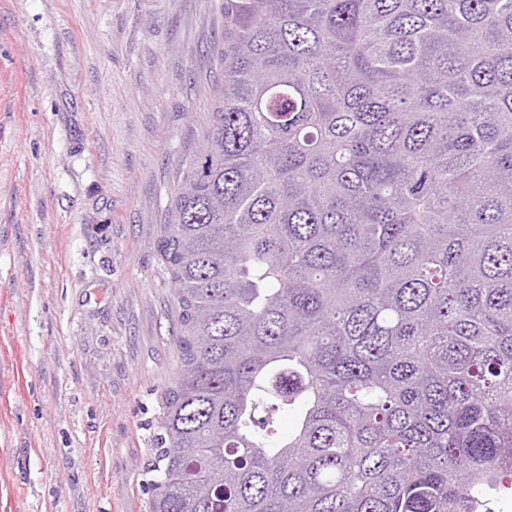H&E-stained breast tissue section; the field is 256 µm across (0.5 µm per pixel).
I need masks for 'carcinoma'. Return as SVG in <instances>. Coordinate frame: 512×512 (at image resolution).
Masks as SVG:
<instances>
[{"instance_id":"cac0c4a2","label":"carcinoma","mask_w":512,"mask_h":512,"mask_svg":"<svg viewBox=\"0 0 512 512\" xmlns=\"http://www.w3.org/2000/svg\"><path fill=\"white\" fill-rule=\"evenodd\" d=\"M216 57L145 512H476L512 473V0H224Z\"/></svg>"}]
</instances>
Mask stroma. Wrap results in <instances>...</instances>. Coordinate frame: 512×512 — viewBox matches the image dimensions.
<instances>
[{"label": "stroma", "mask_w": 512, "mask_h": 512, "mask_svg": "<svg viewBox=\"0 0 512 512\" xmlns=\"http://www.w3.org/2000/svg\"><path fill=\"white\" fill-rule=\"evenodd\" d=\"M222 0H0V512H145L176 369L155 252Z\"/></svg>", "instance_id": "1"}]
</instances>
